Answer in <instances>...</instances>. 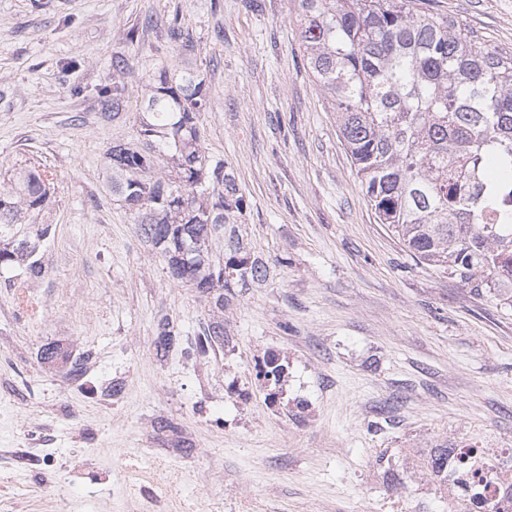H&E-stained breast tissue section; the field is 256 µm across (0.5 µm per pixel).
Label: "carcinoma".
I'll return each mask as SVG.
<instances>
[{
	"label": "carcinoma",
	"mask_w": 512,
	"mask_h": 512,
	"mask_svg": "<svg viewBox=\"0 0 512 512\" xmlns=\"http://www.w3.org/2000/svg\"><path fill=\"white\" fill-rule=\"evenodd\" d=\"M306 61L331 102L376 219L416 259L476 288L508 290L512 302V55L476 46L448 16L418 0H292ZM103 110L126 107L120 81L98 93ZM205 79L167 69L149 79L137 130L140 147L109 149L112 197L135 214L139 235L175 284L207 300L208 321L193 354L229 341L224 307L235 288L266 276L232 224L247 208L236 176L200 143L209 107ZM54 174L26 160L0 176V275L7 288L44 278L41 249L55 232ZM224 235V255L212 243ZM167 315L153 345L164 358L179 345ZM89 352L47 341L36 359L84 385ZM288 365L270 355L258 374L277 385ZM448 467V449L427 460Z\"/></svg>",
	"instance_id": "carcinoma-1"
}]
</instances>
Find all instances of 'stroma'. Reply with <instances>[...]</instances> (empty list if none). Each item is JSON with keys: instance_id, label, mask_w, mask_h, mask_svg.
I'll return each instance as SVG.
<instances>
[{"instance_id": "obj_1", "label": "stroma", "mask_w": 512, "mask_h": 512, "mask_svg": "<svg viewBox=\"0 0 512 512\" xmlns=\"http://www.w3.org/2000/svg\"><path fill=\"white\" fill-rule=\"evenodd\" d=\"M512 54V0H428ZM290 0H0V167L55 175L47 276L20 309L0 288V495L51 471L69 512L109 487L167 490L163 512H451L438 448H512V305L421 264L371 210L306 62ZM178 23L189 49L170 41ZM138 29L137 42L127 33ZM123 56L127 107L97 91ZM205 76L202 148L229 162L237 227L265 280L224 309L217 356H186L208 305L170 283L109 190V147L137 146L149 71ZM180 349L157 357L154 321ZM92 357L84 386L40 366L47 340ZM288 365L276 385L268 353ZM120 397L102 392L112 380ZM177 436L156 434L158 419ZM192 443L191 454L173 446Z\"/></svg>"}]
</instances>
